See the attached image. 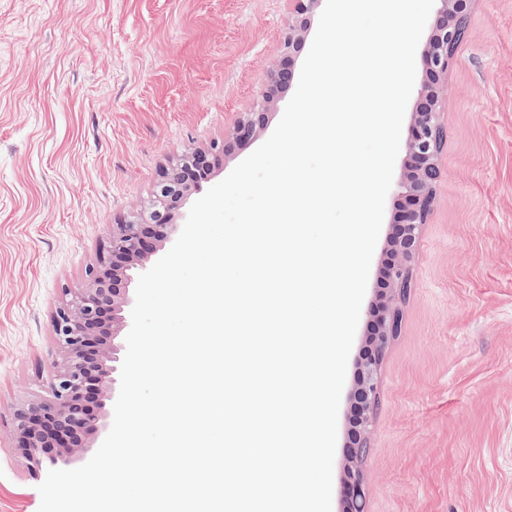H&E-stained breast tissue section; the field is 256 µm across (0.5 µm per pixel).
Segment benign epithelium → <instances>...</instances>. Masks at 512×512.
<instances>
[{
    "label": "benign epithelium",
    "instance_id": "obj_1",
    "mask_svg": "<svg viewBox=\"0 0 512 512\" xmlns=\"http://www.w3.org/2000/svg\"><path fill=\"white\" fill-rule=\"evenodd\" d=\"M292 13L288 41L265 84L261 100L235 122L231 134L224 138V154L230 155L249 147L256 132L266 122L265 103L287 92V83L294 80L295 60L305 40L299 32L323 6V0H291ZM438 4L422 62L425 78L416 98V113L408 127L404 170L406 176L397 184V199L403 203L402 224L392 241V259L385 269L390 293H395L394 280L416 254L422 216L430 208L432 186L439 170L431 138L434 128L441 127L440 99L448 79V45L453 43L465 23L471 0H435ZM184 170H202L213 164L205 152L191 150L181 157ZM176 224H145L130 222L112 225L107 254L89 269L85 287L66 293L56 311L55 333L57 354L49 393L26 400L14 409L11 436L20 456L32 468L44 473L59 466H81L97 451L94 438L106 434L111 425L107 406L116 397L117 373L121 369L123 346L117 338L131 325L132 300L129 289L115 288L121 277L137 267L136 260L154 251L156 242L171 238ZM390 305L381 303L375 316V331L370 334L369 349L357 391L362 394L360 418L370 429L367 415L369 398L377 388L375 362L380 341L389 326ZM97 393V405H83L86 393ZM55 441L57 451H44L46 441ZM368 444L365 433L358 435L347 449V476L344 498L348 512H356L366 497L362 476L355 473L356 449Z\"/></svg>",
    "mask_w": 512,
    "mask_h": 512
}]
</instances>
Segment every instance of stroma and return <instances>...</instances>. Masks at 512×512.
Here are the masks:
<instances>
[{
  "label": "stroma",
  "mask_w": 512,
  "mask_h": 512,
  "mask_svg": "<svg viewBox=\"0 0 512 512\" xmlns=\"http://www.w3.org/2000/svg\"><path fill=\"white\" fill-rule=\"evenodd\" d=\"M289 0H0V512H38L13 409L54 317L163 168L262 94ZM446 142L379 369L365 512H512V0H473Z\"/></svg>",
  "instance_id": "obj_1"
}]
</instances>
